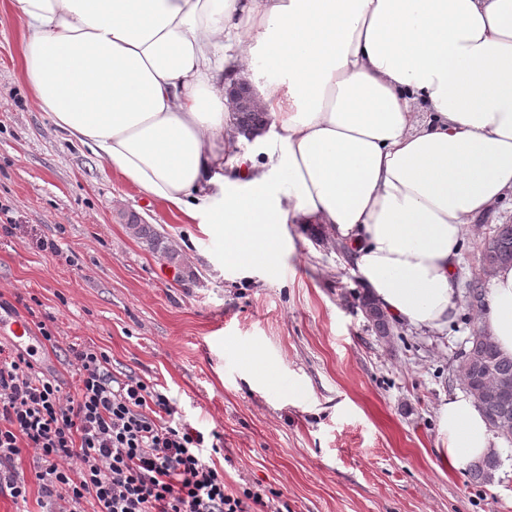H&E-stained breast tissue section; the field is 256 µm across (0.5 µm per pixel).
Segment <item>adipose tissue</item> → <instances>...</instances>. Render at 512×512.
<instances>
[{
  "instance_id": "adipose-tissue-1",
  "label": "adipose tissue",
  "mask_w": 512,
  "mask_h": 512,
  "mask_svg": "<svg viewBox=\"0 0 512 512\" xmlns=\"http://www.w3.org/2000/svg\"><path fill=\"white\" fill-rule=\"evenodd\" d=\"M24 79L70 141L224 232L225 259H271L281 224L347 243L388 315L442 331L465 231L512 194V0H13ZM234 50L216 52L225 42ZM250 81L278 150L241 156L224 74ZM280 180L284 195L274 194ZM224 207L212 211L214 190ZM482 327L512 356V265ZM443 463L490 452L472 397L438 410Z\"/></svg>"
}]
</instances>
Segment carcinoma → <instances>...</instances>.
I'll return each mask as SVG.
<instances>
[{"label":"carcinoma","mask_w":512,"mask_h":512,"mask_svg":"<svg viewBox=\"0 0 512 512\" xmlns=\"http://www.w3.org/2000/svg\"><path fill=\"white\" fill-rule=\"evenodd\" d=\"M269 122L270 117L265 112H242L237 117L238 126L242 129L262 127ZM128 225L150 250L170 263H176L175 250L150 225L139 223L135 214L128 215ZM482 261L494 266L512 263V224L500 225L484 243ZM362 311L377 336L390 335L389 318L375 302L368 297L363 299ZM456 372L467 389H479L489 379L507 378L512 381V357L501 353L494 341H484L472 335L468 339V347L458 358ZM479 408L491 427L505 419L512 422V398L505 404L495 399L487 400L479 404ZM499 466V456L493 451L482 459L470 462L466 471L474 482L487 484L493 481Z\"/></svg>","instance_id":"cac0c4a2"}]
</instances>
